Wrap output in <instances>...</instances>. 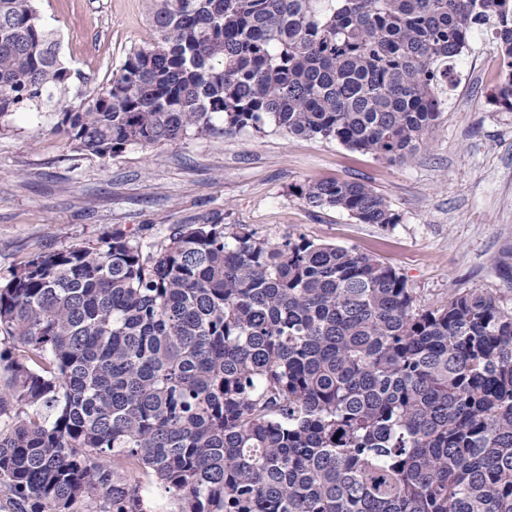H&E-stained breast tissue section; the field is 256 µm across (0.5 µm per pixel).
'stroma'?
Returning a JSON list of instances; mask_svg holds the SVG:
<instances>
[{
	"instance_id": "1",
	"label": "stroma",
	"mask_w": 512,
	"mask_h": 512,
	"mask_svg": "<svg viewBox=\"0 0 512 512\" xmlns=\"http://www.w3.org/2000/svg\"><path fill=\"white\" fill-rule=\"evenodd\" d=\"M73 72L63 102L105 85L154 32L150 0H37ZM490 30L476 29L443 94V113L414 157L389 163L338 142L274 127L192 135L103 160L54 134L56 111L0 123V278L39 253L109 240L113 230L160 242L179 224H244L279 239L304 235L391 265L429 305L470 290L512 307V112L495 102L502 69ZM323 180L370 185L397 214L362 224L293 192Z\"/></svg>"
}]
</instances>
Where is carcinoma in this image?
I'll list each match as a JSON object with an SVG mask.
<instances>
[{
	"instance_id": "1",
	"label": "carcinoma",
	"mask_w": 512,
	"mask_h": 512,
	"mask_svg": "<svg viewBox=\"0 0 512 512\" xmlns=\"http://www.w3.org/2000/svg\"><path fill=\"white\" fill-rule=\"evenodd\" d=\"M36 0H0V119L60 109L102 160L261 132L412 157L448 61L492 21L512 111V0H151L154 38L77 106ZM221 119L218 125L215 119ZM297 196L362 224L370 186ZM0 486L29 512H512V308L417 303L396 270L303 235L180 224L33 256L0 282Z\"/></svg>"
}]
</instances>
